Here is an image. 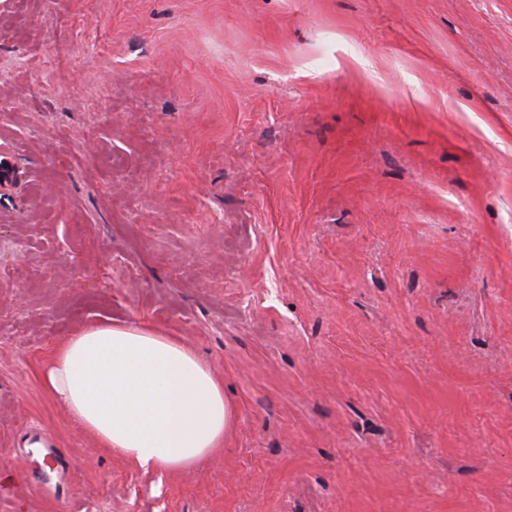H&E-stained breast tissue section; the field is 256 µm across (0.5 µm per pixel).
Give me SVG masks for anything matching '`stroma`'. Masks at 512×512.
<instances>
[{
    "label": "stroma",
    "instance_id": "obj_1",
    "mask_svg": "<svg viewBox=\"0 0 512 512\" xmlns=\"http://www.w3.org/2000/svg\"><path fill=\"white\" fill-rule=\"evenodd\" d=\"M0 512H512V0H0ZM100 323L232 419L118 459L44 391Z\"/></svg>",
    "mask_w": 512,
    "mask_h": 512
}]
</instances>
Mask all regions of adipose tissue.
<instances>
[{
  "label": "adipose tissue",
  "mask_w": 512,
  "mask_h": 512,
  "mask_svg": "<svg viewBox=\"0 0 512 512\" xmlns=\"http://www.w3.org/2000/svg\"><path fill=\"white\" fill-rule=\"evenodd\" d=\"M100 447L139 468L182 473L224 440V383L182 339L139 325L88 326L55 350L42 372Z\"/></svg>",
  "instance_id": "1"
}]
</instances>
